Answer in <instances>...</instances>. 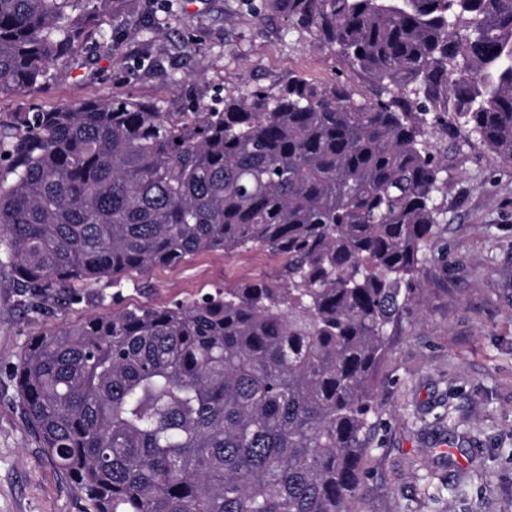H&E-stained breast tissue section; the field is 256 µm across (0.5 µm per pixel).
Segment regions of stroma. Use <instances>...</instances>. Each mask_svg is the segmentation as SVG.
I'll return each instance as SVG.
<instances>
[{
	"label": "stroma",
	"mask_w": 512,
	"mask_h": 512,
	"mask_svg": "<svg viewBox=\"0 0 512 512\" xmlns=\"http://www.w3.org/2000/svg\"><path fill=\"white\" fill-rule=\"evenodd\" d=\"M87 48L51 66L25 96L0 97V119L30 105L120 94L193 112L227 95L278 89L301 75L383 94L354 71L290 0H113ZM151 54L158 65L142 67ZM177 69L179 84L168 78ZM430 139L447 150L446 215L426 251L417 300L393 330L376 390L378 426L361 461L358 512H512V164L478 137ZM282 261L255 247L190 256L121 285L79 283L68 308L25 304L0 266V512H85L29 431L13 372L30 336L91 313L189 302L224 286L277 282Z\"/></svg>",
	"instance_id": "35a3bbf8"
}]
</instances>
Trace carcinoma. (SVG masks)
<instances>
[{
    "label": "carcinoma",
    "instance_id": "carcinoma-1",
    "mask_svg": "<svg viewBox=\"0 0 512 512\" xmlns=\"http://www.w3.org/2000/svg\"><path fill=\"white\" fill-rule=\"evenodd\" d=\"M84 0H0V97L90 36ZM388 89L296 77L183 117L119 95L0 121L20 293L265 247L282 283L93 313L32 337L27 425L86 512H357L392 330L445 210L427 129L512 163V0H292Z\"/></svg>",
    "mask_w": 512,
    "mask_h": 512
}]
</instances>
